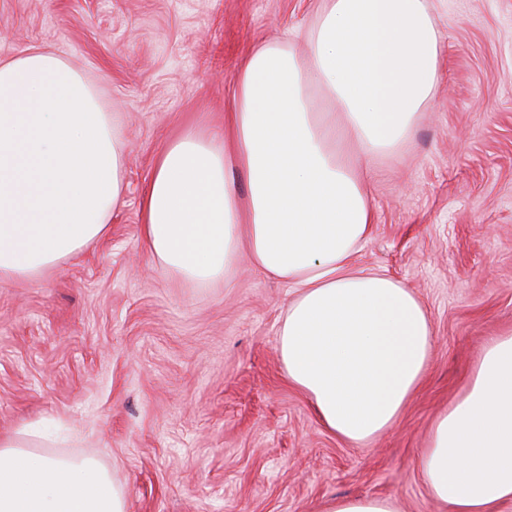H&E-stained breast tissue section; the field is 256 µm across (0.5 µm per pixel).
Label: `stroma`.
<instances>
[{"label":"stroma","mask_w":512,"mask_h":512,"mask_svg":"<svg viewBox=\"0 0 512 512\" xmlns=\"http://www.w3.org/2000/svg\"><path fill=\"white\" fill-rule=\"evenodd\" d=\"M321 0H0V58L47 48L94 81L125 144L101 238L33 279L0 278V435L42 422L43 453L92 458L127 512H317L379 496L448 512L417 460L489 337L512 329V0H432L440 81L410 138L365 181L356 260L413 290L429 368L396 425L354 445L290 387L277 335L286 283L241 260L228 282L160 269L143 188L185 129L224 130L250 50L310 26Z\"/></svg>","instance_id":"1"}]
</instances>
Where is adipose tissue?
<instances>
[{"mask_svg": "<svg viewBox=\"0 0 512 512\" xmlns=\"http://www.w3.org/2000/svg\"><path fill=\"white\" fill-rule=\"evenodd\" d=\"M294 33L305 51L264 43L244 59L223 134L186 130L157 157L143 238L163 269L191 281L228 278L245 253L288 283L284 376L331 434L361 444L399 419L433 333L412 291L353 262L373 216L350 156L395 154L411 135L442 32L426 0H322L313 27ZM315 90L327 110H313ZM231 163L246 171L248 197ZM124 165L88 76L48 49L0 59V277L36 276L103 236ZM44 438L33 425L0 437V512H127L107 469L43 454ZM417 469L450 512H512V330L483 346Z\"/></svg>", "mask_w": 512, "mask_h": 512, "instance_id": "1", "label": "adipose tissue"}]
</instances>
